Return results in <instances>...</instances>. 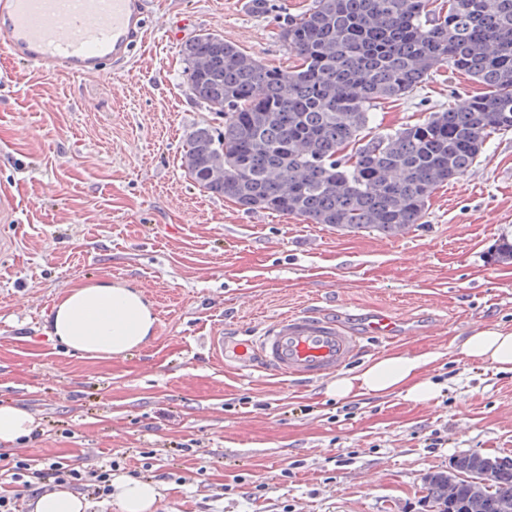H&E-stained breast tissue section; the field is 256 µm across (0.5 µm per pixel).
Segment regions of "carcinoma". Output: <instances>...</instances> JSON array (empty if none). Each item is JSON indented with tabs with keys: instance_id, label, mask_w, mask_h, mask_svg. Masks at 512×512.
<instances>
[{
	"instance_id": "obj_1",
	"label": "carcinoma",
	"mask_w": 512,
	"mask_h": 512,
	"mask_svg": "<svg viewBox=\"0 0 512 512\" xmlns=\"http://www.w3.org/2000/svg\"><path fill=\"white\" fill-rule=\"evenodd\" d=\"M299 60L270 68L224 37L180 49L194 101L224 125L187 135L181 166L200 188L247 211L338 231L401 235L433 192L471 170L493 134L512 131V0H315L280 33ZM486 91L421 123L370 134L380 99H403L438 66ZM492 258L512 261L503 236ZM458 457L427 477L440 512H512V457Z\"/></svg>"
}]
</instances>
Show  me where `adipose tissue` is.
Wrapping results in <instances>:
<instances>
[{
	"instance_id": "obj_1",
	"label": "adipose tissue",
	"mask_w": 512,
	"mask_h": 512,
	"mask_svg": "<svg viewBox=\"0 0 512 512\" xmlns=\"http://www.w3.org/2000/svg\"><path fill=\"white\" fill-rule=\"evenodd\" d=\"M156 323L152 304L141 291L103 280L66 290L53 306L49 333L85 357L115 359L147 342ZM461 351L477 364L512 372V331L473 330ZM430 361L426 354L388 353L336 378L327 392L340 401L371 395L426 402L438 391L425 376ZM112 495L120 512H156L160 491L153 482L119 476L112 481Z\"/></svg>"
}]
</instances>
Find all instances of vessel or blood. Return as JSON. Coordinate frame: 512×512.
I'll return each mask as SVG.
<instances>
[{
    "instance_id": "1",
    "label": "vessel or blood",
    "mask_w": 512,
    "mask_h": 512,
    "mask_svg": "<svg viewBox=\"0 0 512 512\" xmlns=\"http://www.w3.org/2000/svg\"><path fill=\"white\" fill-rule=\"evenodd\" d=\"M147 0H0V52L18 64L74 78L128 66L145 43ZM399 321L370 315L364 333L316 310L268 322L258 335L212 339L213 355L238 370L314 383L341 372L361 353L364 339L394 342Z\"/></svg>"
}]
</instances>
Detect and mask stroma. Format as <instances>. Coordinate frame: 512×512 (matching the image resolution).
<instances>
[{"label": "stroma", "mask_w": 512, "mask_h": 512, "mask_svg": "<svg viewBox=\"0 0 512 512\" xmlns=\"http://www.w3.org/2000/svg\"><path fill=\"white\" fill-rule=\"evenodd\" d=\"M270 3L257 16L245 0H148L158 23L116 76L0 55V405L35 420L0 447V466L116 460L158 485L163 512H423L427 473L472 452L512 456V373L461 351L475 327L512 329V263L490 259L512 235V131L491 135L397 237L247 211L184 172L187 134L222 120L193 100L182 43L215 32L293 67L280 31L314 0ZM482 91L441 66L408 97L379 101L377 122L394 130ZM105 279L143 291L156 337L89 359L46 329L67 287ZM311 308L352 327L399 318L402 341H368L357 362L433 354L437 395L340 402L326 382L241 375L209 356L211 336Z\"/></svg>", "instance_id": "1"}]
</instances>
